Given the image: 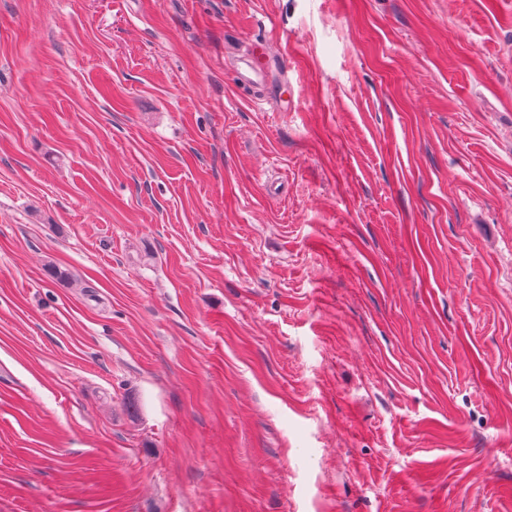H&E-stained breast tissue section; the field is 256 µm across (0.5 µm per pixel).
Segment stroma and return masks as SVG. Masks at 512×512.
Here are the masks:
<instances>
[{"label":"stroma","mask_w":512,"mask_h":512,"mask_svg":"<svg viewBox=\"0 0 512 512\" xmlns=\"http://www.w3.org/2000/svg\"><path fill=\"white\" fill-rule=\"evenodd\" d=\"M0 512H512V0H0Z\"/></svg>","instance_id":"obj_1"}]
</instances>
